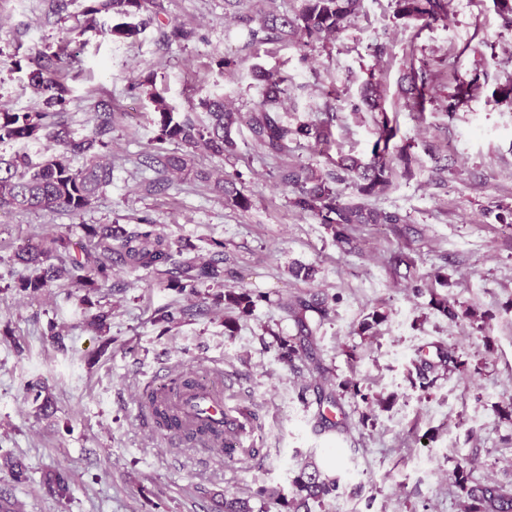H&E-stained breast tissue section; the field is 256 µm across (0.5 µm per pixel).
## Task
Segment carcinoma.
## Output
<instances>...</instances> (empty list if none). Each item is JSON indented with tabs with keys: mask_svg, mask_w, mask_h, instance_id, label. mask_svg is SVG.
Returning <instances> with one entry per match:
<instances>
[{
	"mask_svg": "<svg viewBox=\"0 0 512 512\" xmlns=\"http://www.w3.org/2000/svg\"><path fill=\"white\" fill-rule=\"evenodd\" d=\"M360 0H304L301 10L293 15L268 12L260 16V26L251 30L254 39L263 41L271 35L283 39H301L309 42H326L339 33L356 13ZM161 7L155 0H92L86 13L92 16L111 15L120 22L101 30L103 36L115 41L136 39L142 32L140 25L129 18L139 14L148 6ZM396 13L402 18L427 23L448 20V0H395ZM265 82V101L248 117L249 129L258 149L265 155L285 156L288 143L304 138L315 146L327 145L332 131L331 121L302 123L290 127L283 123L276 104L285 93L284 77L259 74ZM411 94V107L418 112L426 110V104L434 101L433 86L416 73L407 75ZM29 84L44 97L47 107L63 101L62 75L56 61L49 57L34 62L28 72ZM158 113L159 147L148 156L146 167L156 173H177L183 180L190 179L193 167L191 155L202 148L207 152L224 156L232 153L235 142L231 128L237 121L236 113L224 104L222 98H201L197 107L202 109L206 120L197 123L173 111L165 100L150 94ZM363 104L371 112L381 115L377 121L376 140L371 155L364 161L356 157H342L337 166L351 176V187L362 197L374 196L387 191L391 185L393 162L403 164L410 172L409 146H398L394 139L398 129L382 107L377 87H366L361 95ZM56 112H0V142L40 141L48 143L42 160L32 163L25 155L9 158L0 154V210L80 213L94 204L98 195L112 183V164L102 159L103 149L108 143L102 136L112 128V113L97 115L98 133L92 137L75 139L67 127L55 120ZM174 143L186 149L182 155L171 154L164 144ZM85 159L82 167L71 165V158ZM280 181L292 189L289 203L298 211L315 216L324 224L342 246L352 244V227L356 224H389L397 226L404 219L396 212H383L366 207L351 200L330 185V181L305 165L281 167ZM89 244L79 245L83 257L70 251V241L54 238L38 245L26 244L16 251V259L22 265L17 273V287L32 294L40 293L50 283L67 276L79 288L98 290L112 278V264L129 263L148 270L158 276H168V286L181 292L197 293V284L218 281L224 277V243L217 242V251L205 262L184 255L183 249H172L168 239L154 229V224L143 220L129 230L116 232L110 224L91 225L85 228ZM259 300H269L267 294L248 288H229L224 294L215 296L216 302L245 315L251 312ZM336 298L313 295L298 296L283 304L297 329L294 336H277L275 341L283 360L294 364L307 360L313 369L325 374L326 369L316 357L317 332L332 310ZM431 307L451 322L461 318L470 321L476 330L483 329V316L473 309L458 310L448 297L432 294ZM460 369L464 363L458 361L454 352L443 345L435 346L429 358L414 362V370L423 388L433 384L432 376L439 369ZM341 393L326 391L321 385L314 387L315 401L319 407V426L326 429L337 426L329 417L333 409H341L340 398L345 394L360 397L367 403L369 397L361 393L357 382L345 380L338 384ZM153 406L158 426L170 427V409L160 393L151 392L146 397ZM473 460L463 459L457 463L452 479L461 493L462 512H512V487L496 481L476 483L472 480ZM339 479L326 474L318 465L315 456L309 454L299 463L291 480L290 491L283 494L277 490L260 488L255 496L260 508L270 506L277 512H312V506H323L338 494ZM224 512H253L250 500L235 495L224 496Z\"/></svg>",
	"mask_w": 512,
	"mask_h": 512,
	"instance_id": "cac0c4a2",
	"label": "carcinoma"
}]
</instances>
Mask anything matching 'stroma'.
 <instances>
[{
    "label": "stroma",
    "mask_w": 512,
    "mask_h": 512,
    "mask_svg": "<svg viewBox=\"0 0 512 512\" xmlns=\"http://www.w3.org/2000/svg\"><path fill=\"white\" fill-rule=\"evenodd\" d=\"M161 3V12L135 16L144 27L136 40L113 42L98 32L109 16L86 14L89 0H0L1 108L43 110L16 65L57 53L61 120L72 136L92 135L97 112L116 115L112 183L92 209L0 217V501L12 512H224L225 493L288 490L296 454L308 450L319 463L334 461L340 478L325 512H460L449 472L464 457L475 461L477 481L512 482V420L498 414L512 401V226L496 218L512 206V100L495 97L512 82V27L492 0H451L447 21L428 25L398 17L394 0H362L333 39L302 47L250 35L260 13L292 14L302 0ZM181 26L191 40L162 39ZM222 58L231 67L218 68ZM413 68L434 86L435 101L422 113L405 95ZM264 72L288 79L278 106L286 124L336 112L331 143L320 151L293 142L280 160L254 150L250 129L238 123L234 154L196 153L199 178L148 188L154 173L143 161L157 134L150 92L183 114L204 97L249 112L264 99ZM472 80V97L452 104L456 85ZM367 82L380 86L397 142L412 145L410 169L396 167L391 189L367 203L405 222L395 230L356 225L346 250L290 206L278 168L285 161L328 174L340 157L369 156L375 115L352 110ZM220 176L250 197L248 211L215 191ZM143 219L202 261L223 242V281L198 284L191 295L118 262L96 291L66 278L35 295L14 288L15 249L27 240L77 241L83 225L128 228ZM400 252L411 266L392 265ZM299 267L314 268L313 278L294 276ZM240 286L270 299L230 330L213 297ZM435 292L484 314L483 330L436 313ZM323 294L336 298L316 345L326 378L357 382L363 397H343L342 427L318 434L298 393L319 376L284 362L275 339L296 333L281 301ZM173 309L176 321L159 323ZM102 311L109 317L100 326L94 318ZM374 311L385 321L375 335H359ZM437 344L455 349L467 368L424 388L409 371ZM187 367L219 368L232 406L259 415L243 442L258 457L221 466L201 460L142 415L144 392ZM36 388L44 399L34 398ZM377 397L385 406H367ZM13 463L26 468V481L13 479ZM59 471L70 476L63 498L47 483Z\"/></svg>",
    "instance_id": "1"
}]
</instances>
